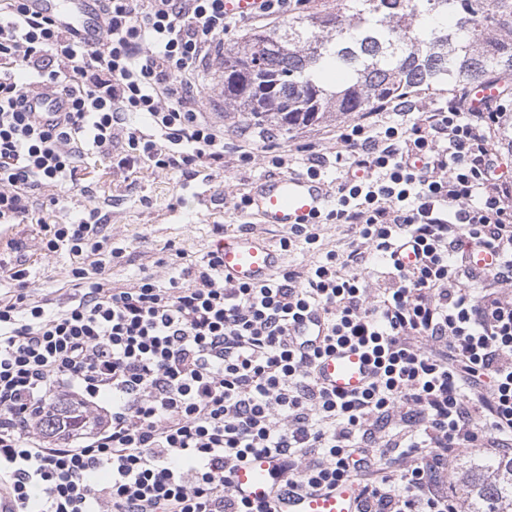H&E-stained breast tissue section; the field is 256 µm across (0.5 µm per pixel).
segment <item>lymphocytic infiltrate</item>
Wrapping results in <instances>:
<instances>
[{"instance_id":"1","label":"lymphocytic infiltrate","mask_w":512,"mask_h":512,"mask_svg":"<svg viewBox=\"0 0 512 512\" xmlns=\"http://www.w3.org/2000/svg\"><path fill=\"white\" fill-rule=\"evenodd\" d=\"M89 46L25 0H0V226L33 223L82 195L87 157L123 171L213 164L224 127L197 90L215 41L237 25L224 0H102ZM38 89L67 112L43 124ZM500 112L448 101L410 127L361 113L336 141L347 175L322 222L290 229L309 262L262 284L225 282L220 250L130 286L107 276L100 208L46 221L42 250L77 257L68 292L30 288L0 263V512H272L241 498L247 457L282 462L281 487H361L360 512H458L449 463L480 448L512 453V179L497 175ZM414 254L401 262V249ZM491 251L476 272L467 255ZM317 314L321 349L293 327ZM353 342L378 374L360 392L324 389L320 351ZM109 406L100 407V398ZM96 407L93 429L53 441L39 410ZM399 478L387 476L390 464ZM27 108L37 115L40 120L47 124L52 123L57 112H65L68 109L67 101L49 91L30 94L27 97Z\"/></svg>"}]
</instances>
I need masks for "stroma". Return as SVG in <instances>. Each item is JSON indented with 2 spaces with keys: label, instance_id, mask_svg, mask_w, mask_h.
I'll list each match as a JSON object with an SVG mask.
<instances>
[{
  "label": "stroma",
  "instance_id": "1",
  "mask_svg": "<svg viewBox=\"0 0 512 512\" xmlns=\"http://www.w3.org/2000/svg\"><path fill=\"white\" fill-rule=\"evenodd\" d=\"M261 18L242 20L239 27L224 36V47L204 64L201 92L208 104L224 122V158L213 165L209 173L193 170L154 171L141 166L127 177L110 173L105 162H90L83 176L94 182L96 194L89 205L101 207L106 216L104 232L111 237L113 247L122 249L123 257L114 259L110 278L114 285L132 284L137 278L155 272L158 259L168 257L170 248L183 250L198 259L212 250L220 236H232L248 223V215L237 212L233 203L248 193L255 180L275 174L263 150H255L251 162L240 161L231 142L236 129L246 124V116L225 110L224 100L214 77L224 58L223 50L240 41L251 29L264 26ZM347 125L346 120H331L321 125L294 128L283 132L279 152L287 160L288 170L305 172L306 154L297 152L301 143L313 144L324 156L323 178L337 183L343 169L335 160L336 137ZM208 186L214 196L211 206H203L196 197L201 186ZM19 251L0 249V259L27 261L29 279L43 294H57L70 286V271L74 259L62 251L43 260L40 257L42 231L39 225L25 224L13 233Z\"/></svg>",
  "mask_w": 512,
  "mask_h": 512
}]
</instances>
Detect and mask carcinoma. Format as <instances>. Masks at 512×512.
<instances>
[{"label": "carcinoma", "mask_w": 512, "mask_h": 512, "mask_svg": "<svg viewBox=\"0 0 512 512\" xmlns=\"http://www.w3.org/2000/svg\"><path fill=\"white\" fill-rule=\"evenodd\" d=\"M486 2L342 0L334 12L290 17L225 49L217 85L232 111L285 130L448 82L466 96L496 89L493 106L512 88V0ZM93 419L66 400L39 417L50 437ZM452 470L462 477L463 512H512V458L458 460Z\"/></svg>", "instance_id": "1"}]
</instances>
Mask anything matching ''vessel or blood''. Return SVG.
<instances>
[{
	"label": "vessel or blood",
	"instance_id": "vessel-or-blood-1",
	"mask_svg": "<svg viewBox=\"0 0 512 512\" xmlns=\"http://www.w3.org/2000/svg\"><path fill=\"white\" fill-rule=\"evenodd\" d=\"M262 5L263 0H224V13L234 18H250ZM27 7L51 17L87 44L98 43L103 34L99 0H28ZM27 106L46 124L68 109L64 98L48 91L28 95ZM248 198L249 212L258 223L284 228L313 223L336 204L331 184L298 172L256 181ZM223 252L224 277L234 282L267 281L283 268L285 261L281 249L253 231L225 239ZM373 372L371 360L360 350L346 346L322 353L314 365L318 382L339 393L361 391ZM277 465V460L267 455L246 459L233 477L238 494L251 501H267L275 512H358L359 487L351 480L338 481L312 494L278 495L271 483Z\"/></svg>",
	"mask_w": 512,
	"mask_h": 512
}]
</instances>
